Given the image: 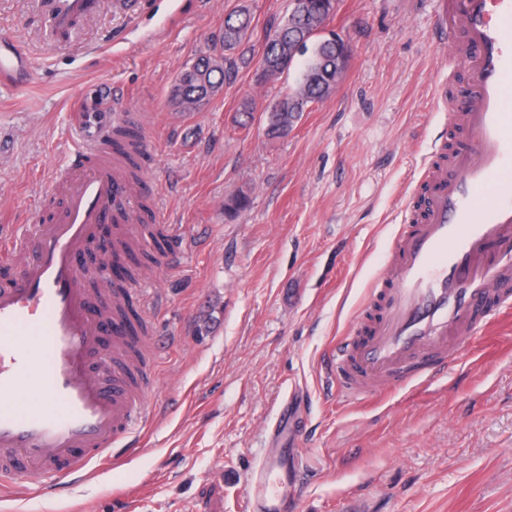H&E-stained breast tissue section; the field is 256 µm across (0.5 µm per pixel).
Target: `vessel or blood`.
I'll list each match as a JSON object with an SVG mask.
<instances>
[{
  "instance_id": "b4317fda",
  "label": "vessel or blood",
  "mask_w": 512,
  "mask_h": 512,
  "mask_svg": "<svg viewBox=\"0 0 512 512\" xmlns=\"http://www.w3.org/2000/svg\"><path fill=\"white\" fill-rule=\"evenodd\" d=\"M98 0H44L51 31L71 34L97 12ZM457 46L467 88L456 115L469 131L450 160L428 165L425 214L401 225L395 262L370 292L383 310L369 336H346L324 358L325 377L346 398L368 399L447 373L449 329L480 334L473 315L485 306L512 312V0H443L433 22ZM20 46L0 36V83H13ZM112 92L78 99L79 131L53 191L60 203L34 232L0 236V260L14 266L0 284V487L24 474L55 483L79 480L90 462L150 417L137 386L131 336L111 299L86 288L80 257L104 225L131 242L141 236L132 182L115 151ZM279 448L252 473L245 512H288L270 474L293 476Z\"/></svg>"
}]
</instances>
